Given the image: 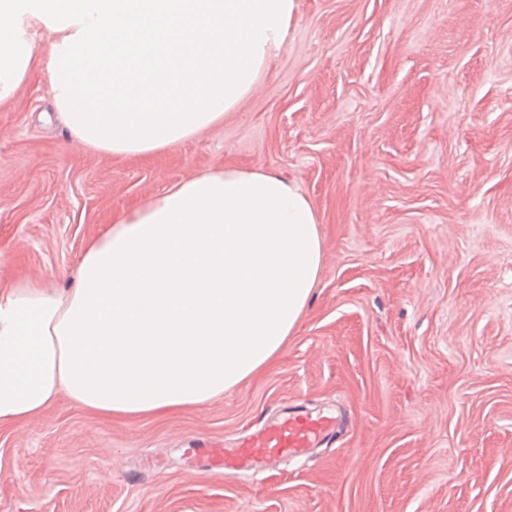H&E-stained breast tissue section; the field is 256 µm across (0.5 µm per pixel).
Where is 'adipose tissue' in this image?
<instances>
[{
    "label": "adipose tissue",
    "instance_id": "obj_1",
    "mask_svg": "<svg viewBox=\"0 0 512 512\" xmlns=\"http://www.w3.org/2000/svg\"><path fill=\"white\" fill-rule=\"evenodd\" d=\"M295 11L296 0H0V103L36 72L75 146L169 151L223 123ZM323 254L312 201L264 169L194 175L117 213L69 287L0 290V426L62 395L108 418L210 403L276 359Z\"/></svg>",
    "mask_w": 512,
    "mask_h": 512
}]
</instances>
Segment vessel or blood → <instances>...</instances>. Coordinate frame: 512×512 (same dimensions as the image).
<instances>
[{"instance_id":"obj_1","label":"vessel or blood","mask_w":512,"mask_h":512,"mask_svg":"<svg viewBox=\"0 0 512 512\" xmlns=\"http://www.w3.org/2000/svg\"><path fill=\"white\" fill-rule=\"evenodd\" d=\"M334 424V418L328 416L290 415L238 441L236 447L209 443L204 453L210 461L220 463L225 471L251 478L268 461L303 456Z\"/></svg>"}]
</instances>
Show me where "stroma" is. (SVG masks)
Wrapping results in <instances>:
<instances>
[{"instance_id": "obj_1", "label": "stroma", "mask_w": 512, "mask_h": 512, "mask_svg": "<svg viewBox=\"0 0 512 512\" xmlns=\"http://www.w3.org/2000/svg\"><path fill=\"white\" fill-rule=\"evenodd\" d=\"M313 202L320 281L259 376L109 419L0 427V512H512V0H298L222 126L149 157L70 146L43 83L0 104V289L64 288L114 214L221 168ZM346 423L246 480L195 454L287 412Z\"/></svg>"}]
</instances>
